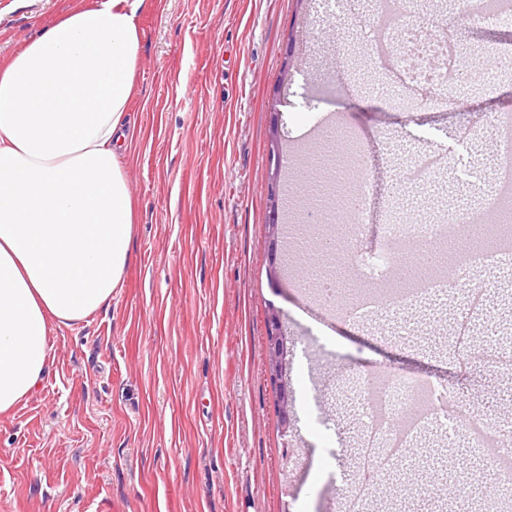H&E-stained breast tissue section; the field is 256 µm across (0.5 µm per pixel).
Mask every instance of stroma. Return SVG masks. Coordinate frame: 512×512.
Returning <instances> with one entry per match:
<instances>
[{"label":"stroma","instance_id":"35a3bbf8","mask_svg":"<svg viewBox=\"0 0 512 512\" xmlns=\"http://www.w3.org/2000/svg\"><path fill=\"white\" fill-rule=\"evenodd\" d=\"M93 0H0V58L63 12ZM374 0H143L136 123L117 160L134 205L130 261L109 305L73 326L52 325L53 361L36 392L0 415V512H333L356 477V441L331 391L373 366L447 387L467 415L512 437V379L457 365L447 337L421 338L410 311L366 323L316 298L331 275L349 294L355 270L315 253L270 279L271 170L296 191L289 219L328 177L321 145L357 139L373 183L380 247L389 215L409 224L457 207L486 216L497 179L499 122L512 78L477 85L464 107H402L383 84L354 17L375 24ZM470 50L512 49V26L480 24L451 0ZM291 167L276 168L272 133ZM433 155L427 182L405 179ZM299 354L291 436L265 372L269 308Z\"/></svg>","mask_w":512,"mask_h":512}]
</instances>
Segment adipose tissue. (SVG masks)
<instances>
[{"mask_svg":"<svg viewBox=\"0 0 512 512\" xmlns=\"http://www.w3.org/2000/svg\"><path fill=\"white\" fill-rule=\"evenodd\" d=\"M142 0L66 12L0 60V415L39 387L51 323L108 306L129 262L117 161Z\"/></svg>","mask_w":512,"mask_h":512,"instance_id":"1","label":"adipose tissue"}]
</instances>
